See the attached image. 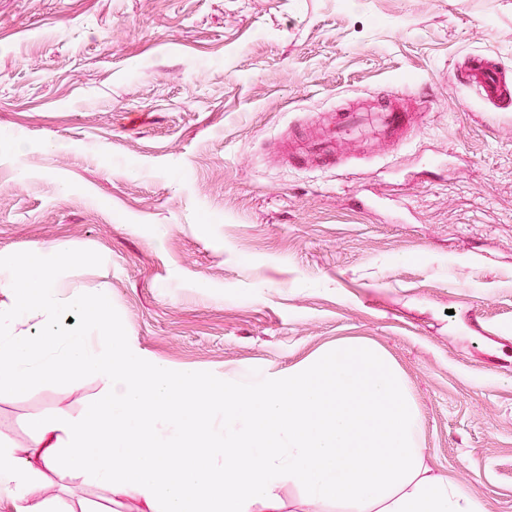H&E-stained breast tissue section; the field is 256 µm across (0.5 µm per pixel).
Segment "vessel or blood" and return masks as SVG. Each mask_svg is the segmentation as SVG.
Returning a JSON list of instances; mask_svg holds the SVG:
<instances>
[{"instance_id":"b4317fda","label":"vessel or blood","mask_w":512,"mask_h":512,"mask_svg":"<svg viewBox=\"0 0 512 512\" xmlns=\"http://www.w3.org/2000/svg\"><path fill=\"white\" fill-rule=\"evenodd\" d=\"M465 77L489 103L497 104L512 98V87L508 86L501 70L486 57H469ZM407 122V111L394 102L371 113L357 109L336 112L326 126L309 132L304 144L295 146L294 152L319 165L330 163L336 159V146L340 141L368 130L374 131L380 139L390 141L398 137Z\"/></svg>"}]
</instances>
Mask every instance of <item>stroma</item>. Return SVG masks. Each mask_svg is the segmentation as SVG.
Masks as SVG:
<instances>
[{
  "instance_id": "1",
  "label": "stroma",
  "mask_w": 512,
  "mask_h": 512,
  "mask_svg": "<svg viewBox=\"0 0 512 512\" xmlns=\"http://www.w3.org/2000/svg\"><path fill=\"white\" fill-rule=\"evenodd\" d=\"M512 0H0V256H80L122 334L173 370H285L363 337L401 370L435 473L512 512ZM402 98L393 147L269 158L333 112ZM103 383L37 379L0 435ZM71 512H147L88 484ZM464 73L489 103L498 104L512 97L501 70L485 56L469 57Z\"/></svg>"
}]
</instances>
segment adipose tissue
<instances>
[{
	"label": "adipose tissue",
	"mask_w": 512,
	"mask_h": 512,
	"mask_svg": "<svg viewBox=\"0 0 512 512\" xmlns=\"http://www.w3.org/2000/svg\"><path fill=\"white\" fill-rule=\"evenodd\" d=\"M78 258L61 243L0 266V397L34 378H101L104 394L78 417L40 419L33 446L0 437V492L18 512H69L48 473L70 471L149 512H284L277 489L343 512H487L453 477L432 474L420 414L387 352L345 339L285 372L218 381L173 372L116 333L103 297L71 290ZM68 311L81 315L59 330ZM38 314L41 337L18 333Z\"/></svg>",
	"instance_id": "1"
}]
</instances>
